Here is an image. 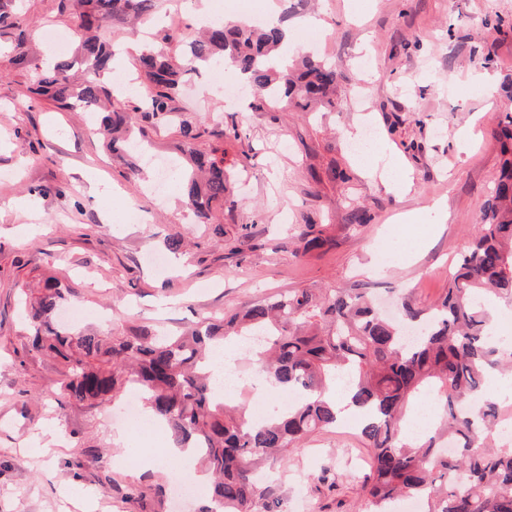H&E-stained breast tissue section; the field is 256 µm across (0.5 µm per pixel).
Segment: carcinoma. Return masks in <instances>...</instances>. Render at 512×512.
<instances>
[{
  "instance_id": "1",
  "label": "carcinoma",
  "mask_w": 512,
  "mask_h": 512,
  "mask_svg": "<svg viewBox=\"0 0 512 512\" xmlns=\"http://www.w3.org/2000/svg\"><path fill=\"white\" fill-rule=\"evenodd\" d=\"M152 0H58L76 19L77 54L68 61L33 66L30 92L59 109L79 106L102 115L97 133L114 153L138 144L133 128L167 126L193 144L206 134L224 136L174 106L183 66L167 52L190 41L188 62L233 73L257 96V107L280 105L301 112L336 106V66L306 56L300 68L272 65L285 38L276 26L213 24L197 38L166 31L138 58L142 94L112 105L114 89L102 81L116 62L115 47L98 31L113 18L138 19ZM13 31L11 53L31 62L22 17L0 0V36ZM495 136L503 161L470 245L455 260L441 302L430 310L403 303L399 317L375 311L365 288H302L255 302L224 321L200 324L181 335L146 328L107 336L74 331L53 319L66 301L47 278L35 293L21 291L32 347L66 369L51 392L57 409L94 407L122 390L137 388L144 409L162 423L173 447L195 449L211 479L210 504L201 512H280L275 484L259 471L298 449L311 434L336 427V387L358 410L357 430L370 449L360 483L365 512H393L413 500L421 512H512V447H495L499 427L512 421V402L483 395L490 372L512 367V346L494 338L491 311L512 304V113L499 117ZM178 176L186 205L199 224H213L232 195L224 159L192 155ZM305 248L333 241L307 225ZM414 328L419 338L406 341ZM226 343L248 352L257 372L282 393L295 395L254 418L243 404L229 405L213 388L212 361ZM433 392L442 405L423 435L411 434V402Z\"/></svg>"
}]
</instances>
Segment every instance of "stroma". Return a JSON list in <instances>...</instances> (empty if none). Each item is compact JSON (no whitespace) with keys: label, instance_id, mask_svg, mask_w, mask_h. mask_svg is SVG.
I'll use <instances>...</instances> for the list:
<instances>
[{"label":"stroma","instance_id":"35a3bbf8","mask_svg":"<svg viewBox=\"0 0 512 512\" xmlns=\"http://www.w3.org/2000/svg\"><path fill=\"white\" fill-rule=\"evenodd\" d=\"M33 50L46 58L43 27L71 31L56 0H19ZM301 53L335 62L344 76L335 109L261 110L215 96L178 107L206 126L237 124L246 135L206 136L196 150L222 157L235 206L218 225L186 219L181 190H145L150 167L132 171L106 151L85 112H61L28 91L29 69L0 45V512H199L204 493L179 496L195 459L171 460L169 437L139 435L138 454L115 435L110 403L55 412L50 392L65 376L32 351L18 288L53 277L85 329L178 332L298 288L369 284L379 306L403 299L435 305L451 260L468 246L500 167L493 137L512 103V0H276ZM475 125L478 136L462 143ZM372 132L374 146L402 159L409 187L385 190L373 153L351 149L346 130ZM348 182L330 180L328 167ZM441 202L443 223L428 211ZM147 216L125 220L128 210ZM370 224L348 221L351 210ZM409 213L413 223H397ZM317 225L332 247L305 249ZM184 249L169 252L172 234ZM365 449L354 425L311 435L273 471L286 512H361L359 487L336 483ZM83 461L73 473L75 461Z\"/></svg>","mask_w":512,"mask_h":512}]
</instances>
